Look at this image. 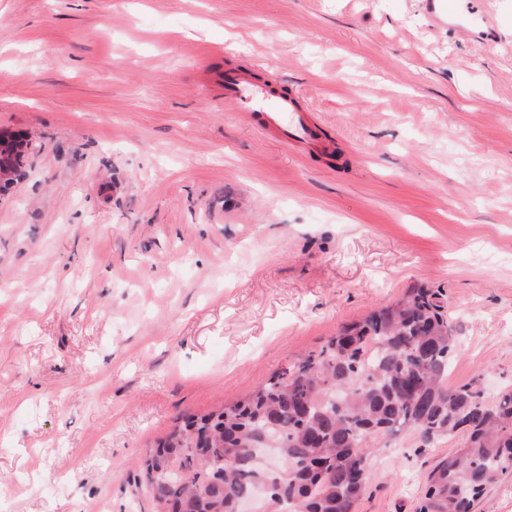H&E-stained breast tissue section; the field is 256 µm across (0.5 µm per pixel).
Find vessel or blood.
Listing matches in <instances>:
<instances>
[{
    "label": "vessel or blood",
    "mask_w": 512,
    "mask_h": 512,
    "mask_svg": "<svg viewBox=\"0 0 512 512\" xmlns=\"http://www.w3.org/2000/svg\"><path fill=\"white\" fill-rule=\"evenodd\" d=\"M218 79L224 89L225 100L232 102L239 112L255 116L262 129L275 131L286 143L305 141L322 146L318 129L307 121L303 109L292 95L259 82L246 68H225Z\"/></svg>",
    "instance_id": "vessel-or-blood-1"
}]
</instances>
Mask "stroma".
I'll use <instances>...</instances> for the list:
<instances>
[{
  "instance_id": "stroma-1",
  "label": "stroma",
  "mask_w": 512,
  "mask_h": 512,
  "mask_svg": "<svg viewBox=\"0 0 512 512\" xmlns=\"http://www.w3.org/2000/svg\"><path fill=\"white\" fill-rule=\"evenodd\" d=\"M481 38L426 0H0V512H151L140 463L189 414L442 293L448 383L512 390V0ZM274 75L336 150L225 101ZM462 437L370 459L355 512H415Z\"/></svg>"
}]
</instances>
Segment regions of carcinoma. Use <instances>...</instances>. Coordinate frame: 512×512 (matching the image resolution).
<instances>
[{
  "mask_svg": "<svg viewBox=\"0 0 512 512\" xmlns=\"http://www.w3.org/2000/svg\"><path fill=\"white\" fill-rule=\"evenodd\" d=\"M456 345L440 293L411 288L245 398L187 418L142 460L144 488L173 512H239L272 481L264 512H353L376 442L410 431L423 449L459 434L415 512H474L512 477V390L488 403L476 379L448 387Z\"/></svg>",
  "mask_w": 512,
  "mask_h": 512,
  "instance_id": "1",
  "label": "carcinoma"
}]
</instances>
